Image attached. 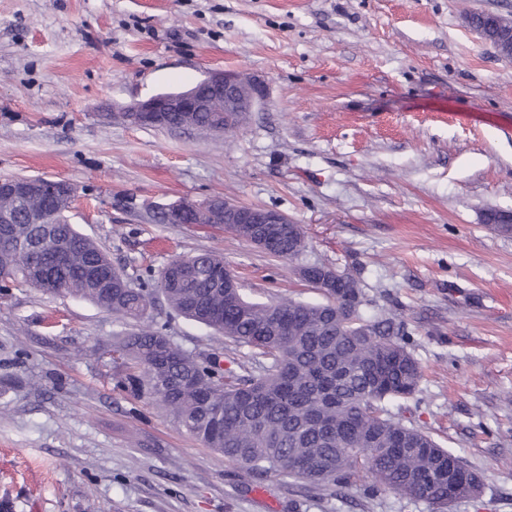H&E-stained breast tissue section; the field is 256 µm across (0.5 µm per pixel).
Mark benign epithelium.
I'll return each mask as SVG.
<instances>
[{
	"instance_id": "1",
	"label": "benign epithelium",
	"mask_w": 512,
	"mask_h": 512,
	"mask_svg": "<svg viewBox=\"0 0 512 512\" xmlns=\"http://www.w3.org/2000/svg\"><path fill=\"white\" fill-rule=\"evenodd\" d=\"M264 97L262 82L235 71H212L189 89L157 93L147 99L133 101L119 109L117 115L131 126L167 128L169 112H217L219 119L212 125V132L224 134L235 129L241 117L254 111ZM47 179L42 177H14L8 184L0 182V193L24 199L41 191ZM197 214L199 224H253L255 244L267 250L270 237L267 224H291L287 215L266 207L254 209L221 197L203 202L198 207L189 202H175L160 207V213L170 224H179L185 214ZM347 279V274L333 267H325L314 280L313 287L328 293L332 284Z\"/></svg>"
}]
</instances>
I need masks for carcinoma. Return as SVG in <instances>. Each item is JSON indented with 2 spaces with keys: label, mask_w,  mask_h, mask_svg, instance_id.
Here are the masks:
<instances>
[{
  "label": "carcinoma",
  "mask_w": 512,
  "mask_h": 512,
  "mask_svg": "<svg viewBox=\"0 0 512 512\" xmlns=\"http://www.w3.org/2000/svg\"><path fill=\"white\" fill-rule=\"evenodd\" d=\"M474 23L495 43L498 17L477 15ZM67 207L64 198L18 205L0 195V211L23 212L16 224L0 223V276L144 316L149 294L116 273L107 251L67 221ZM35 213L45 223H28ZM302 235L300 225L280 227L272 255L293 259ZM224 268L215 253L178 257L163 270L160 288L179 315L251 348V363H237L236 371L203 365L145 330L116 345L134 361L129 386L162 402L179 426L247 478L274 474L343 489L368 473L375 492L439 507L479 494V475L460 457L388 415L386 403L414 395L422 371L393 319L366 320L360 309H347L350 300L363 303L357 280L335 285L325 304H262L224 287Z\"/></svg>",
  "instance_id": "obj_1"
}]
</instances>
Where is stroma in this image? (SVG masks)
Returning <instances> with one entry per match:
<instances>
[{
	"mask_svg": "<svg viewBox=\"0 0 512 512\" xmlns=\"http://www.w3.org/2000/svg\"><path fill=\"white\" fill-rule=\"evenodd\" d=\"M512 0H0V179L70 182L71 224L104 248L144 317L0 288V512H436L371 493L241 478L162 405L121 386L116 338L150 329L224 369L249 353L173 311L172 258L223 254L255 302H325L310 264L359 280L422 368L390 416L482 481L447 512H512V60L469 25ZM266 96L224 135L132 127L114 106L212 70ZM223 197L279 210L306 247L273 257L220 224L148 208Z\"/></svg>",
	"mask_w": 512,
	"mask_h": 512,
	"instance_id": "1",
	"label": "stroma"
}]
</instances>
